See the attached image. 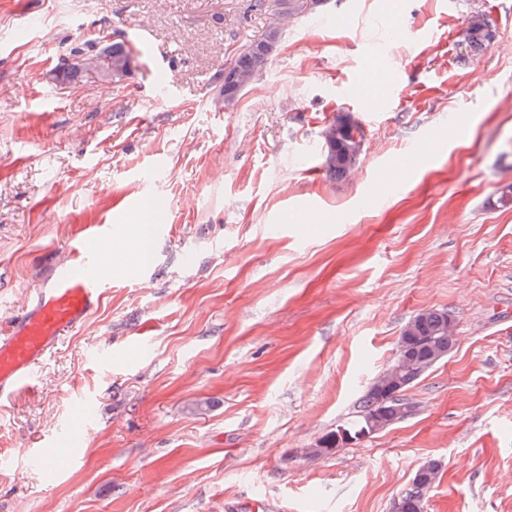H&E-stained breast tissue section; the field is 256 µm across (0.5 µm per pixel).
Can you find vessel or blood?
<instances>
[{
    "label": "vessel or blood",
    "instance_id": "obj_1",
    "mask_svg": "<svg viewBox=\"0 0 512 512\" xmlns=\"http://www.w3.org/2000/svg\"><path fill=\"white\" fill-rule=\"evenodd\" d=\"M100 262L97 232H88L71 258L51 267L23 315L0 334V402L32 383L33 370L82 324L112 285Z\"/></svg>",
    "mask_w": 512,
    "mask_h": 512
}]
</instances>
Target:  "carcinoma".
<instances>
[{
	"instance_id": "cac0c4a2",
	"label": "carcinoma",
	"mask_w": 512,
	"mask_h": 512,
	"mask_svg": "<svg viewBox=\"0 0 512 512\" xmlns=\"http://www.w3.org/2000/svg\"><path fill=\"white\" fill-rule=\"evenodd\" d=\"M278 7L269 12V23L265 31L252 40L229 67L224 69L220 94L224 96V104H231L239 92L252 83L265 69L270 57L276 51L283 36V22L288 18L309 11L308 0H276ZM494 39V31L488 19L482 14L467 17L461 30V44L469 53L485 50ZM77 54L87 58L104 56L112 61L116 75L112 82L124 80L130 73V52L123 39L112 38V43L102 44V37L96 36L74 49ZM364 134L358 123L347 122L337 117L322 132L321 151L324 165L330 176L343 178L359 163L363 155ZM413 330L416 336L417 364L423 367L413 381H418L432 363V356L440 352H449L453 347L451 317L448 312L438 309L425 310L411 318L402 330ZM400 397L396 396V388L387 387L378 392L372 388L366 390L360 400V412L356 418L343 426L345 437L338 440L336 434L325 436L326 443L321 452L328 454L340 444L359 441L365 438V429L370 418L382 410L391 411L398 406ZM438 475V465L427 463L416 471L411 487L400 498L396 512H422L423 501Z\"/></svg>"
}]
</instances>
